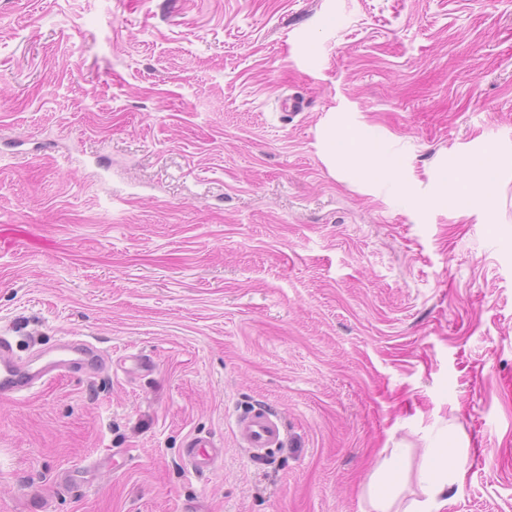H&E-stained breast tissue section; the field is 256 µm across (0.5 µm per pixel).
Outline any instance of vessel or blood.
<instances>
[{"label":"vessel or blood","mask_w":512,"mask_h":512,"mask_svg":"<svg viewBox=\"0 0 512 512\" xmlns=\"http://www.w3.org/2000/svg\"><path fill=\"white\" fill-rule=\"evenodd\" d=\"M105 364V357L92 343L79 339L58 345L45 362L28 368L16 359L8 341L0 338V396H21L63 370L101 368ZM236 426L244 446L254 450L277 447L283 439L281 423L262 408L239 417ZM213 445L212 439L189 437L184 449L188 466L195 471L209 467L212 461L209 449Z\"/></svg>","instance_id":"1"}]
</instances>
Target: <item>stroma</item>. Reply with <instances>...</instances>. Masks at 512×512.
<instances>
[{"mask_svg": "<svg viewBox=\"0 0 512 512\" xmlns=\"http://www.w3.org/2000/svg\"><path fill=\"white\" fill-rule=\"evenodd\" d=\"M0 336L111 361L0 397V512H404L436 440L512 512V0H0ZM333 148L336 155L342 157L349 164L359 166L367 175L374 179L390 177L392 167L382 160L380 152L372 144H365L360 151L350 153L343 142L334 139ZM236 426L245 448H276L283 439L281 423L273 414L262 408L239 417ZM184 457L188 466L193 471H200L209 467L212 458L209 453H203L199 448H218V445L210 438L191 436L184 445Z\"/></svg>", "mask_w": 512, "mask_h": 512, "instance_id": "stroma-1", "label": "stroma"}]
</instances>
